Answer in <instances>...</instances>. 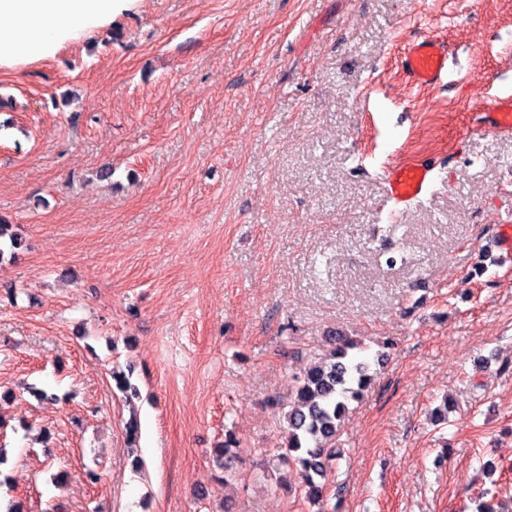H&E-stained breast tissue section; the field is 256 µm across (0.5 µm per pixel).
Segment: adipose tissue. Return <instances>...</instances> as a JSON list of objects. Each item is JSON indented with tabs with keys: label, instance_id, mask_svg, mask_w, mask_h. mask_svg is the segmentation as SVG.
Returning <instances> with one entry per match:
<instances>
[{
	"label": "adipose tissue",
	"instance_id": "obj_1",
	"mask_svg": "<svg viewBox=\"0 0 512 512\" xmlns=\"http://www.w3.org/2000/svg\"><path fill=\"white\" fill-rule=\"evenodd\" d=\"M128 0H0V68L48 58L70 38L110 25Z\"/></svg>",
	"mask_w": 512,
	"mask_h": 512
}]
</instances>
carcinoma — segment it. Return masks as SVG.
<instances>
[{
	"label": "carcinoma",
	"instance_id": "obj_1",
	"mask_svg": "<svg viewBox=\"0 0 512 512\" xmlns=\"http://www.w3.org/2000/svg\"><path fill=\"white\" fill-rule=\"evenodd\" d=\"M360 343L341 336L329 355L307 366L297 377L289 402H275L288 424L282 458L300 468L307 495L322 497L321 480L340 458L336 436L348 411V403L362 397L374 380L369 366L355 350Z\"/></svg>",
	"mask_w": 512,
	"mask_h": 512
}]
</instances>
